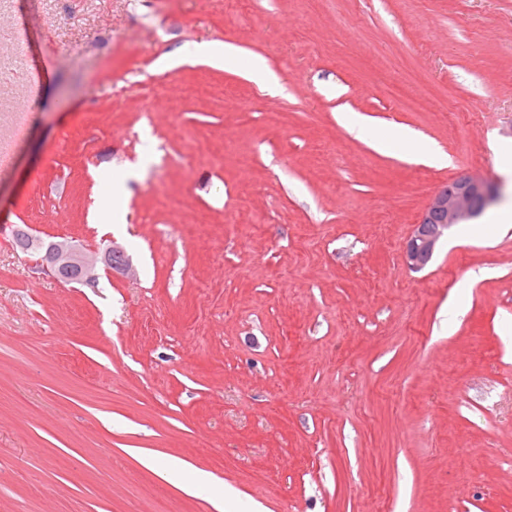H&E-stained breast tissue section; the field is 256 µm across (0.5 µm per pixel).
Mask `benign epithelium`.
<instances>
[{"mask_svg":"<svg viewBox=\"0 0 512 512\" xmlns=\"http://www.w3.org/2000/svg\"><path fill=\"white\" fill-rule=\"evenodd\" d=\"M498 197L494 182L469 176L459 177L439 189L422 211L412 234L403 247V259L412 270L423 269L433 258L442 238L458 224L475 220L482 209ZM44 249L41 262L54 277L65 283L88 282L95 279L96 265L103 261L106 268L126 271L130 259L117 246L105 249L103 258L97 259L66 241H53L45 246L27 236L23 249Z\"/></svg>","mask_w":512,"mask_h":512,"instance_id":"obj_1","label":"benign epithelium"}]
</instances>
